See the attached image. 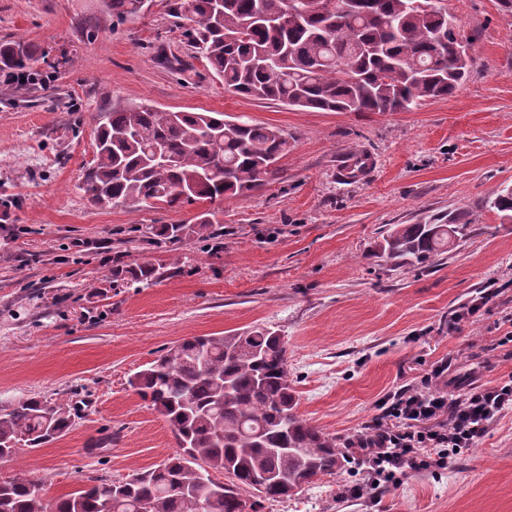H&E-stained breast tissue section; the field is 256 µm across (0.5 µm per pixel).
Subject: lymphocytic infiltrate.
Returning <instances> with one entry per match:
<instances>
[{"label": "lymphocytic infiltrate", "mask_w": 512, "mask_h": 512, "mask_svg": "<svg viewBox=\"0 0 512 512\" xmlns=\"http://www.w3.org/2000/svg\"><path fill=\"white\" fill-rule=\"evenodd\" d=\"M450 369V362H440L416 385L379 402L372 436L353 457L369 482L394 487L407 472L447 469L512 413V377L494 384L474 382L454 395L448 390Z\"/></svg>", "instance_id": "1"}]
</instances>
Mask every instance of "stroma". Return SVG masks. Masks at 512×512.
Instances as JSON below:
<instances>
[{
  "label": "stroma",
  "instance_id": "stroma-1",
  "mask_svg": "<svg viewBox=\"0 0 512 512\" xmlns=\"http://www.w3.org/2000/svg\"><path fill=\"white\" fill-rule=\"evenodd\" d=\"M449 11L474 59L455 95L408 112H321L226 92L169 0L127 20L108 0H0V41L42 52L27 83L0 81V409L27 397L77 408L65 436L0 459V481L31 479L52 502L174 454L168 423L127 380L191 336L278 331L298 415L342 444L379 416L381 397L441 361L462 386L512 374L497 344L512 316V222L484 206L512 187V15L496 0ZM119 100L283 129L281 177L224 202L207 237L159 239L199 205L105 207L81 189L96 115ZM353 148L377 161L357 181L339 172ZM456 208L476 222L446 259L396 268L373 254L390 225ZM143 261L182 272L113 287V265ZM490 281L497 297L454 323ZM355 478L345 465L258 512H512V415L441 473L339 498Z\"/></svg>",
  "mask_w": 512,
  "mask_h": 512
}]
</instances>
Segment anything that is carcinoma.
I'll list each match as a JSON object with an SVG mask.
<instances>
[{
  "mask_svg": "<svg viewBox=\"0 0 512 512\" xmlns=\"http://www.w3.org/2000/svg\"><path fill=\"white\" fill-rule=\"evenodd\" d=\"M147 0H110L120 20L138 16ZM187 21L188 46L236 95L299 110L403 112L446 99L463 85L472 58L460 61L464 39L448 0H176ZM466 42H471L468 37ZM38 48L0 42V70L22 71ZM170 162L147 163L157 143ZM290 140L282 129L224 118L222 112H163L116 102L97 123L96 155L83 190L89 199L149 208L243 196L280 179L278 161ZM486 206L512 221V189ZM202 211L192 224H164L173 243L200 237L217 223ZM456 211L417 224H395L374 253L395 267L423 265L467 236ZM181 272L177 263L116 266L112 282L127 287ZM129 384L171 426L178 451L155 468L122 482H102L46 502L39 484L0 482V512H241L242 491L285 499L347 461L336 437L296 412L287 349L275 332L254 327L222 336H195L169 348ZM74 426L68 400L30 397L0 411V447L19 436L35 449ZM224 472L227 481L199 484L197 471Z\"/></svg>",
  "mask_w": 512,
  "mask_h": 512,
  "instance_id": "cac0c4a2",
  "label": "carcinoma"
}]
</instances>
